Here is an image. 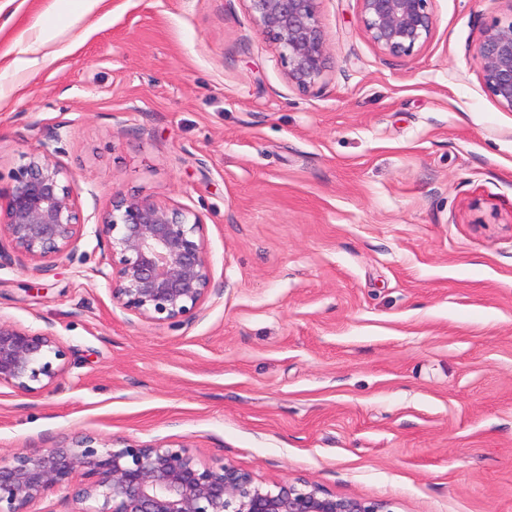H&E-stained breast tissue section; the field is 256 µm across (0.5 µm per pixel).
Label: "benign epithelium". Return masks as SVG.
Masks as SVG:
<instances>
[{"label":"benign epithelium","mask_w":512,"mask_h":512,"mask_svg":"<svg viewBox=\"0 0 512 512\" xmlns=\"http://www.w3.org/2000/svg\"><path fill=\"white\" fill-rule=\"evenodd\" d=\"M276 45L288 82L305 91L327 71L330 55L319 0H243ZM367 38L382 53L408 58L431 37V0H357ZM486 25L473 59L488 94L512 112V0ZM62 134L25 156L0 202V266L45 274L71 256L85 235L103 250L95 274L113 307L162 325L191 323L212 292L213 271L198 213L153 196L112 194L91 230L81 222L75 180L59 160ZM69 351L50 329L0 321V387L20 395L55 386ZM59 489L81 512H391L381 500L338 497L317 486L271 489L231 463L201 461L183 443L130 444L81 434L40 450L0 457V512L28 507Z\"/></svg>","instance_id":"benign-epithelium-1"}]
</instances>
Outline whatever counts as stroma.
I'll return each instance as SVG.
<instances>
[{"label": "stroma", "instance_id": "obj_1", "mask_svg": "<svg viewBox=\"0 0 512 512\" xmlns=\"http://www.w3.org/2000/svg\"><path fill=\"white\" fill-rule=\"evenodd\" d=\"M431 6L402 59L320 0L331 66L304 92L242 0H0V196L60 127L82 222L116 192L196 211L218 289L149 325L94 237L1 266L0 319L72 365L0 388V456L94 433L392 512H512V112L472 57L507 4Z\"/></svg>", "mask_w": 512, "mask_h": 512}]
</instances>
